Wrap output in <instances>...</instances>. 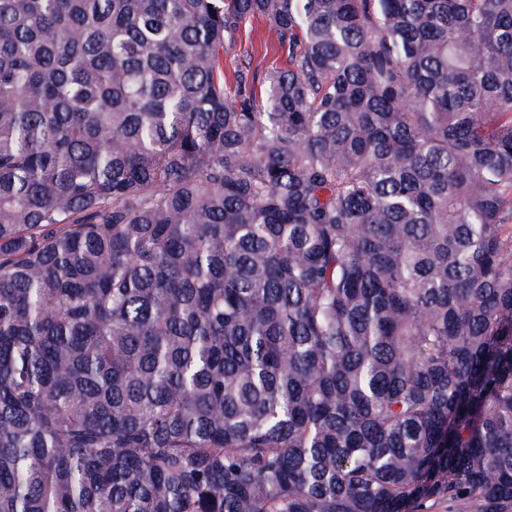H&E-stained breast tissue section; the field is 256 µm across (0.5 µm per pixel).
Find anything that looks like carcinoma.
<instances>
[{
	"mask_svg": "<svg viewBox=\"0 0 512 512\" xmlns=\"http://www.w3.org/2000/svg\"><path fill=\"white\" fill-rule=\"evenodd\" d=\"M432 501L512 512V0H0V512ZM287 57L274 33H270L260 18L244 23L236 40L224 45V77L232 81L233 70L247 66L250 73L257 72L262 78L268 68L281 66Z\"/></svg>",
	"mask_w": 512,
	"mask_h": 512,
	"instance_id": "obj_1",
	"label": "carcinoma"
}]
</instances>
